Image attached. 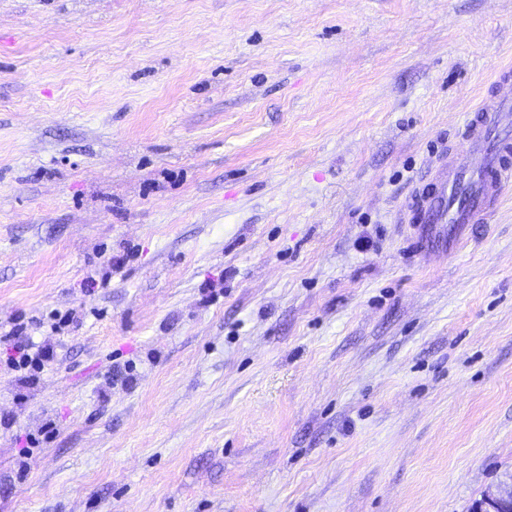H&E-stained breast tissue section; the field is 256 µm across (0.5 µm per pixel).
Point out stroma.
Here are the masks:
<instances>
[{
    "label": "stroma",
    "mask_w": 512,
    "mask_h": 512,
    "mask_svg": "<svg viewBox=\"0 0 512 512\" xmlns=\"http://www.w3.org/2000/svg\"><path fill=\"white\" fill-rule=\"evenodd\" d=\"M508 65L512 0H0V512L512 474V195L448 253L407 212ZM13 330V329H12ZM23 331L22 326H15L13 336L17 339L16 354L10 361V367L14 370H26L42 372L45 366L53 359V349L41 344H36L31 336H19ZM35 349L33 353L31 351Z\"/></svg>",
    "instance_id": "35a3bbf8"
}]
</instances>
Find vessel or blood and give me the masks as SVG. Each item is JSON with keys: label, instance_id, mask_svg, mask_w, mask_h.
<instances>
[{"label": "vessel or blood", "instance_id": "1", "mask_svg": "<svg viewBox=\"0 0 512 512\" xmlns=\"http://www.w3.org/2000/svg\"><path fill=\"white\" fill-rule=\"evenodd\" d=\"M464 153L422 184L408 204L415 220L460 233L492 216L512 189V92L493 94L464 115Z\"/></svg>", "mask_w": 512, "mask_h": 512}]
</instances>
